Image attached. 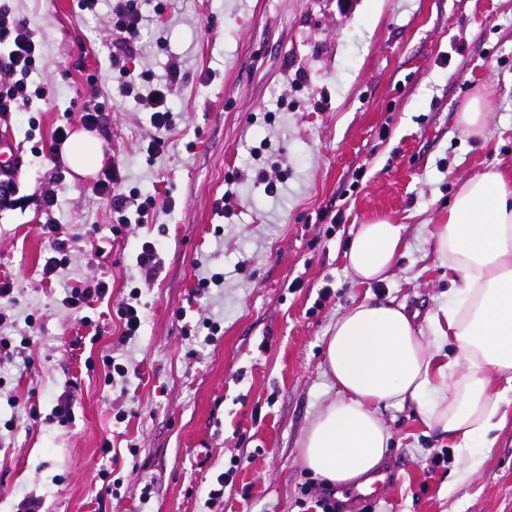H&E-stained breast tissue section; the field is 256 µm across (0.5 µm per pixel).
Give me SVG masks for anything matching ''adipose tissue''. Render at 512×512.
I'll list each match as a JSON object with an SVG mask.
<instances>
[{
	"mask_svg": "<svg viewBox=\"0 0 512 512\" xmlns=\"http://www.w3.org/2000/svg\"><path fill=\"white\" fill-rule=\"evenodd\" d=\"M403 225L377 218L359 225L347 267L361 284L387 280L406 242ZM429 235L448 261L463 306L443 309L430 341L404 306L362 301L346 308L326 339L324 372L336 397L314 416L302 441L310 470L339 487L378 471L390 434L375 414L433 391L431 422L469 450L493 447L512 416V168L466 179ZM450 340L452 352L442 350Z\"/></svg>",
	"mask_w": 512,
	"mask_h": 512,
	"instance_id": "adipose-tissue-1",
	"label": "adipose tissue"
}]
</instances>
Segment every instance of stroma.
<instances>
[{
  "label": "stroma",
  "instance_id": "obj_1",
  "mask_svg": "<svg viewBox=\"0 0 512 512\" xmlns=\"http://www.w3.org/2000/svg\"><path fill=\"white\" fill-rule=\"evenodd\" d=\"M1 5L41 41L29 83L50 96L30 109L38 128L0 116V143L19 159L0 204V283L13 288L0 306L11 342L0 512L26 497L41 512H315L329 483L305 465L302 440L336 395L323 373L330 327L353 303L383 299L434 338L432 316L457 296L428 229L466 178L512 167V0H180L162 13L140 0L154 29L140 64L160 78L181 62L175 126L155 155L148 110L117 92L109 0L93 15L75 0ZM90 73L106 107L92 131L103 159L79 175L30 149L86 104ZM475 96L488 114L468 133L459 114ZM114 168L135 202L172 209L113 232L120 217L94 185ZM227 191L235 205L216 215ZM376 218L405 225L407 250L387 281L363 285L346 253ZM50 223L58 236L44 234ZM57 237L69 264L45 281ZM146 241L162 263L150 283L136 268ZM217 272L222 286L198 289ZM91 280L110 283V300L64 304ZM133 286L144 323L124 342L118 309ZM107 355L127 367L123 381H107ZM63 394L65 422L52 414ZM376 414L395 477L370 512H512V422L467 456L431 428L428 402Z\"/></svg>",
  "mask_w": 512,
  "mask_h": 512
}]
</instances>
